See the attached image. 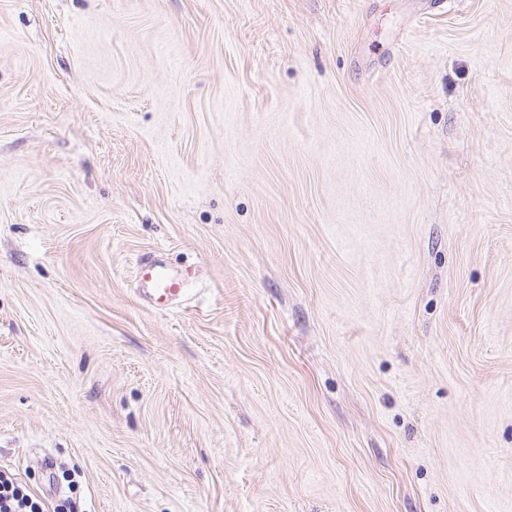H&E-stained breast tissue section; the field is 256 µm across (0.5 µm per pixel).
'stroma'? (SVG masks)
Instances as JSON below:
<instances>
[{
	"label": "stroma",
	"mask_w": 512,
	"mask_h": 512,
	"mask_svg": "<svg viewBox=\"0 0 512 512\" xmlns=\"http://www.w3.org/2000/svg\"><path fill=\"white\" fill-rule=\"evenodd\" d=\"M0 466L512 512V0H0ZM136 274L146 287L157 308H166L169 301L185 291L192 279L191 271L173 272L159 262L142 261L137 263Z\"/></svg>",
	"instance_id": "1"
}]
</instances>
